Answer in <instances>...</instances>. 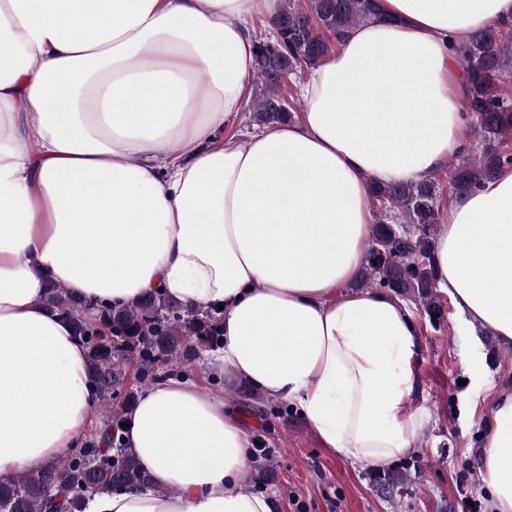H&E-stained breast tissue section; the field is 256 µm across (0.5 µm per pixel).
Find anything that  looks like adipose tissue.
<instances>
[{"label":"adipose tissue","instance_id":"adipose-tissue-1","mask_svg":"<svg viewBox=\"0 0 512 512\" xmlns=\"http://www.w3.org/2000/svg\"><path fill=\"white\" fill-rule=\"evenodd\" d=\"M310 69L302 110L225 137L254 72L247 21L281 0H0V476L80 447L96 422L88 351L44 306L160 293L221 308L212 373L300 409L339 455L414 450L420 331L351 290L372 247V186L418 184L470 148L456 48L512 27V0H380ZM189 145L188 154L175 152ZM437 286L512 345V168L456 196ZM125 444L145 488L87 512H272L246 490L253 437L188 377L145 388ZM491 512H512V393L482 429Z\"/></svg>","mask_w":512,"mask_h":512}]
</instances>
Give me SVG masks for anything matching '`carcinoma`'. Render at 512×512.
Wrapping results in <instances>:
<instances>
[{
  "instance_id": "carcinoma-1",
  "label": "carcinoma",
  "mask_w": 512,
  "mask_h": 512,
  "mask_svg": "<svg viewBox=\"0 0 512 512\" xmlns=\"http://www.w3.org/2000/svg\"><path fill=\"white\" fill-rule=\"evenodd\" d=\"M378 10L377 0H284L269 21L277 36L255 40V76L265 88L250 103L253 122L264 127L292 119L295 107L279 108L283 72L315 66L343 42L351 27ZM458 56L466 80L464 111L474 119L478 154L453 165L446 190L435 179L373 187L374 244L383 241L389 248H371L355 283L421 306L438 327L445 322L446 310L437 295L432 251L442 197L470 192L512 167V97L503 90L512 84V31L485 29L461 47ZM45 303L71 323L88 349L100 421L83 446L66 456L0 477V512H84L90 495L147 485L146 472L122 443L121 424L137 395L128 386L126 362L136 364L138 383L149 386L170 375L173 365L199 361L224 344L218 313L189 310L162 294L125 307L89 306L52 285ZM372 479L392 495L406 474L388 469L375 472Z\"/></svg>"
}]
</instances>
